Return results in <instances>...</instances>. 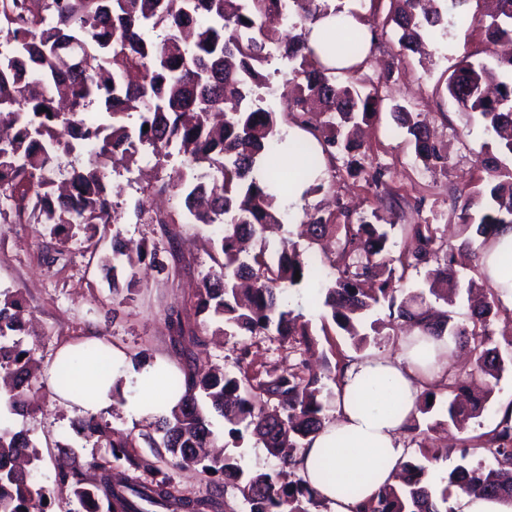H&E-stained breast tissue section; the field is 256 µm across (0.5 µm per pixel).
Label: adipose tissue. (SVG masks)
I'll list each match as a JSON object with an SVG mask.
<instances>
[{"label":"adipose tissue","instance_id":"1","mask_svg":"<svg viewBox=\"0 0 512 512\" xmlns=\"http://www.w3.org/2000/svg\"><path fill=\"white\" fill-rule=\"evenodd\" d=\"M483 262L501 304L512 309V227L503 228L489 243ZM96 347V342L80 341L57 354L73 371L74 388L60 393L71 407L95 413L111 408L112 386L117 382L128 393V416L146 419L177 403L176 395L161 389L168 369L164 360L136 365L115 349L101 365L89 356ZM447 352V342L415 329L405 336L397 356H363L345 368L336 417L312 439L298 463L304 480L331 512H356L357 504L371 500L389 483L406 454L402 433L422 390L421 381L445 370ZM346 482L358 484L357 497L340 495L339 487Z\"/></svg>","mask_w":512,"mask_h":512}]
</instances>
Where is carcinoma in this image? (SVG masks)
I'll return each mask as SVG.
<instances>
[{
    "label": "carcinoma",
    "instance_id": "obj_1",
    "mask_svg": "<svg viewBox=\"0 0 512 512\" xmlns=\"http://www.w3.org/2000/svg\"><path fill=\"white\" fill-rule=\"evenodd\" d=\"M434 2L393 0L388 20L399 30L401 50L413 51L423 36L447 30L448 13ZM484 2L488 10L472 16L470 23L483 28L489 43L511 42L512 0ZM329 9L328 0H43L42 12L32 14L26 0H0V39L10 44L0 55V126L12 131L0 137V201L14 203L19 222L50 225L62 244L76 229L89 232L91 239L99 226L119 224L127 214L113 202L123 188L109 181L108 166L132 161L141 147L151 149L159 164L176 147L191 175L182 170L167 174L158 192L179 196L187 220L212 228L213 247L222 255L217 268L202 279L198 312L222 323L218 331L226 337L273 330L292 349L310 347L308 323L288 308L287 297L289 289L314 274L312 259L286 239L276 253L262 242L246 259L240 257V244L261 239L268 225L283 223L273 190L286 191L289 185L272 165L259 169V162L283 141L275 111L263 106L260 93L271 86L264 73L267 44L277 45L288 66L275 95L294 112L292 123L320 146L318 152L302 148L305 163L294 178L316 171L322 158L357 150L354 130L359 121L377 114L379 84L361 74L363 63L339 70L321 62L329 56L361 57L365 37L342 33L319 50L308 43L306 24ZM278 20L289 22L288 34L277 35L272 24ZM445 90L468 115L479 118L487 134L502 138L497 151L512 158V135H502L512 127V57L502 59L496 69L465 59ZM94 104L99 112L91 117ZM391 112L416 157L427 167L441 162L418 115L398 104ZM490 149L487 142L481 146L488 180L453 198L461 204L463 231L475 230L466 245L477 264L475 276L467 280L454 268V256L433 224L405 225L409 245L395 257L381 224L364 217L354 221L345 212L341 224L332 214L307 215L312 239L336 236L337 251L328 259L334 279L325 287L322 306L355 349L370 344L364 326L383 304L388 318L402 319L436 339L448 338V350L469 347L480 392L470 391L449 369L425 385L416 412L433 410L429 397H445L443 419L427 426L429 431L445 425L462 430L481 417L502 373L512 365V339L501 345L489 332L490 317L501 312L511 317L512 311L501 304L481 271L485 246L501 226L512 225V168ZM77 150L83 159L67 171L65 189L55 191L53 175L60 171L62 157ZM146 260L159 273L168 269L147 244L133 254L113 235L111 252L100 258L112 292L132 291L133 270ZM421 266L428 268L429 293L444 306L454 305L463 292L483 291L486 300L465 323L431 305L412 309L411 304L425 302L421 293L396 302V284L404 281L408 268ZM19 304L16 295L0 301V369L11 380L4 399L11 414L27 409V394L38 384L30 352L17 339L24 331ZM247 356L242 349L238 376L219 369L200 372L190 365L183 378L166 380L165 387L182 397L168 414L150 422L153 432L139 438L151 448H165L176 466H200L233 483L249 512H310L317 497L306 481L282 485L272 473L246 471L233 455L205 452L217 440L209 410L223 417L232 433L242 423L252 428L274 456L286 446L305 447L326 423L324 385L304 362L257 379L244 369ZM74 431L115 458L136 447L135 437L113 435L101 415L90 411L77 415ZM476 447L489 452L491 463L456 466L443 479L440 493L425 482L426 467L406 464L359 512H453L448 497L456 488L512 500V480L503 479L512 473V404L493 429L478 437ZM38 461V449L26 433L0 426V512H47L43 500H52L55 488L34 479ZM57 487L68 489L79 512L219 509L213 494H175L162 472L147 484L115 485L109 467L95 458L82 462L68 451L57 463Z\"/></svg>",
    "mask_w": 512,
    "mask_h": 512
}]
</instances>
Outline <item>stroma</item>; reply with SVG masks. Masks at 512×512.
Returning <instances> with one entry per match:
<instances>
[{
	"label": "stroma",
	"instance_id": "1",
	"mask_svg": "<svg viewBox=\"0 0 512 512\" xmlns=\"http://www.w3.org/2000/svg\"><path fill=\"white\" fill-rule=\"evenodd\" d=\"M389 0H376L374 8H361L363 23L379 31L380 36L363 69L374 76L388 73L380 86L383 102L376 118L362 128V150L365 172L350 171L348 159L337 156L326 160V173L333 178L331 191L307 194L301 207L289 209L282 229L269 232L267 243L277 249L281 238L295 237L308 212L322 208L335 210L343 206L352 218L378 214L388 225L397 250H404L402 225L417 224L436 217L439 234L446 245L459 247L465 240L452 206L455 191L469 187L483 175L478 152L488 136L481 124L470 119L463 109L443 92L445 81L455 63L462 59L494 65L496 49L489 44L481 29L470 24H456L429 37L426 57L401 55L398 52L394 26L385 25ZM407 105L426 119L442 153L444 166L425 168L407 146L396 128L390 108ZM377 166L390 168L392 177L385 189L368 182L366 172ZM156 171L145 172L139 163L117 166L113 181L124 188L121 206L144 199L147 209H155L157 200L144 198L143 189L154 181ZM133 243L156 245L170 273L156 275L146 266L136 269L137 288L121 305H114L111 288L103 279L91 250L107 253L113 234ZM99 244L87 241L77 233L66 246H59L49 228L42 224H16L0 219V297L19 294L32 333L22 345L30 349L40 372H47L56 352L63 346L87 337L98 338L110 348L128 357L145 355L163 358L171 365L170 374L181 377L189 357H197L205 369L218 368L234 373L241 348H249L250 376H264L266 370L286 369L288 365L307 361L313 372L326 385L328 419L336 417L337 387L334 382L338 361L354 356L347 336L324 317L318 283L304 284L288 292V306L300 313L309 324L314 345L312 351H292L275 335H240L227 338L216 334L217 323L196 313V293L203 276L214 268L216 253L211 244L212 233L204 226L180 219L174 228L156 223L110 224L100 228ZM512 403V368L506 369L494 389L482 416L472 420L463 431L442 434L440 446L446 450L437 461L426 464L427 479L439 485L441 477L460 464V450L475 447L480 434L491 430L503 408ZM38 410L9 418L13 430L24 431L35 444L41 461L35 472L39 483L53 485L56 463L62 447L71 448L80 460L99 455V448L77 436L71 427L75 413L68 403L54 393L53 385H45L38 398ZM212 428L226 452L240 455L247 469H260L279 474L281 483L300 479L299 471L282 472L280 461L270 455L250 431L232 437L222 417L212 416ZM131 454L143 461L135 469L126 459L111 460L114 473L126 478L148 481L153 469L167 472L177 494L200 497L213 489V478L200 467L172 466L162 448L139 443Z\"/></svg>",
	"mask_w": 512,
	"mask_h": 512
}]
</instances>
